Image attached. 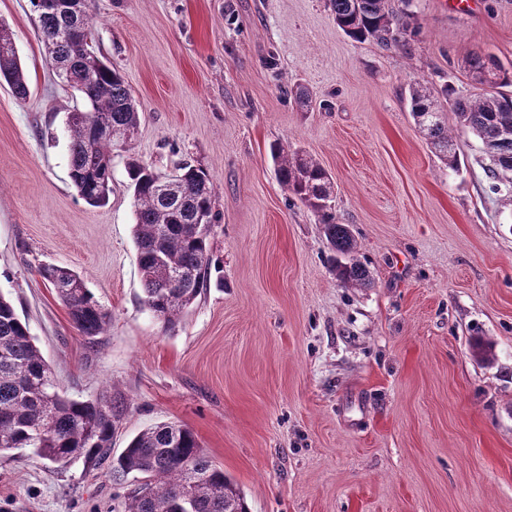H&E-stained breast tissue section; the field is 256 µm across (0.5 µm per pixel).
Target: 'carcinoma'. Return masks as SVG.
Returning <instances> with one entry per match:
<instances>
[{
    "label": "carcinoma",
    "mask_w": 512,
    "mask_h": 512,
    "mask_svg": "<svg viewBox=\"0 0 512 512\" xmlns=\"http://www.w3.org/2000/svg\"><path fill=\"white\" fill-rule=\"evenodd\" d=\"M35 25L59 75L87 102L90 110L68 113L70 178L91 206L105 204L112 192L114 137L139 127L140 115L122 73L96 51L95 22L89 5L71 18L48 13L43 0H29ZM336 25L350 38L382 46L404 45L415 35L410 14L392 0H329ZM76 24L91 39L71 42L59 32ZM464 68L471 78L496 74V90L475 97H456L453 110L460 126L481 142L491 165L492 189L512 192V70L489 55L472 53ZM0 82L25 100L30 94L8 31L0 26ZM410 113L420 132L448 168L458 166L456 136L421 83L409 89ZM280 182L323 224L334 252L336 279L345 288L373 283L367 265L355 258L357 241L347 224L336 219L334 185L312 157L276 144L271 151ZM128 188L133 193V239L144 286V304L164 323H174L210 286L213 257L208 237L214 220L213 182L208 173L184 163L163 174L130 157ZM183 274L181 285L170 275ZM40 273L65 306L79 335L89 344L103 334L109 313L98 303L74 270L45 265ZM119 407L112 400H72L60 394L52 369L42 357L29 328L12 302L0 295V461L15 449L32 452L62 468L79 459L110 466L117 479L136 473L141 483L132 492L126 512H177V498L188 490L182 512H249L237 484L214 467L194 433L173 422L160 423L134 436L112 459V432Z\"/></svg>",
    "instance_id": "cac0c4a2"
}]
</instances>
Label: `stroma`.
Returning a JSON list of instances; mask_svg holds the SVG:
<instances>
[{"label":"stroma","mask_w":512,"mask_h":512,"mask_svg":"<svg viewBox=\"0 0 512 512\" xmlns=\"http://www.w3.org/2000/svg\"><path fill=\"white\" fill-rule=\"evenodd\" d=\"M451 2L413 0L409 47L384 48L345 35L328 0H89L95 44L140 112L108 203L92 207L69 177L80 96L49 67L29 0H0L31 90L20 101L0 85V294L69 398L122 403L113 455L174 422L249 512H512V196L441 96L477 93L469 52L512 64V0ZM417 82L457 133L458 171L413 121ZM276 144L331 174L371 287L337 281ZM130 153L160 172L202 167L215 187L224 285L169 326L142 302ZM47 264L109 311L96 344L39 275ZM475 336L494 360L473 357ZM137 484L17 449L0 463V512H125Z\"/></svg>","instance_id":"1"}]
</instances>
